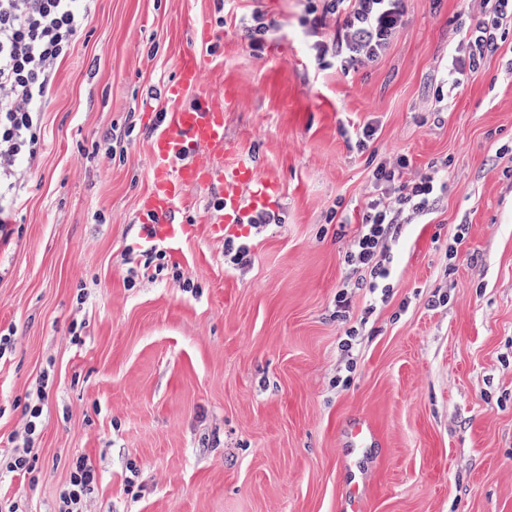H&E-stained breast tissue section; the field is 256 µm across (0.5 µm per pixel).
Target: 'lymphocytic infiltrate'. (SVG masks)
<instances>
[{"instance_id":"f902f5d3","label":"lymphocytic infiltrate","mask_w":512,"mask_h":512,"mask_svg":"<svg viewBox=\"0 0 512 512\" xmlns=\"http://www.w3.org/2000/svg\"><path fill=\"white\" fill-rule=\"evenodd\" d=\"M93 0H0V232L16 211L42 150V114L57 64L70 52L91 15ZM309 13L310 50L315 60L340 68L370 66L387 52L407 13V0H318ZM336 31H323L327 16ZM512 25V0H498L492 17L481 18L458 40L446 70L451 87L464 73H477L482 59L496 52L498 31ZM447 164L417 175L407 154L382 158L372 172L374 192L359 212L344 254L348 275L336 292V320L344 329L343 348L352 351L363 326L351 316L354 290H367L371 305L387 303L395 287L392 247L404 225L430 214L447 189ZM96 480L85 457L72 464L58 512H90L88 496Z\"/></svg>"}]
</instances>
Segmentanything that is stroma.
<instances>
[{
  "mask_svg": "<svg viewBox=\"0 0 512 512\" xmlns=\"http://www.w3.org/2000/svg\"><path fill=\"white\" fill-rule=\"evenodd\" d=\"M308 5L97 0L56 67L42 153L0 240V332L13 334L0 465L21 448L32 464L0 474V502L56 512L85 456L93 512H336L354 484L340 428L361 416L381 438L365 512H512V28L452 89L442 68L476 23L458 0H408L386 54L346 71L312 57ZM257 9L274 32L255 49L242 28ZM204 17L207 48L194 42ZM202 54L225 137L282 187L281 220L254 235V264L231 270L203 223L212 197L188 191L197 232L148 278L134 246L143 108L164 109L163 85ZM365 122L378 133L360 150L346 130ZM108 136L117 155L104 168ZM397 152L417 174L447 161L448 190L427 223L405 227L389 302L369 315L354 295L367 325L340 387L337 221L356 219L376 162ZM441 293L447 305L431 306ZM35 403L43 424L28 437Z\"/></svg>",
  "mask_w": 512,
  "mask_h": 512,
  "instance_id": "stroma-1",
  "label": "stroma"
}]
</instances>
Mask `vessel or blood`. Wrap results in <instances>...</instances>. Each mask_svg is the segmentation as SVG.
<instances>
[{
  "mask_svg": "<svg viewBox=\"0 0 512 512\" xmlns=\"http://www.w3.org/2000/svg\"><path fill=\"white\" fill-rule=\"evenodd\" d=\"M205 61L193 58L180 64L162 97L165 112L145 107L146 122L156 131L150 142L148 187L137 202L144 222L142 240L150 246L171 245L194 235L196 223L181 219L185 191L214 190L217 218L210 232L217 237L240 233L263 213L277 212L280 187L260 176L244 147L224 138V105L217 102L204 79ZM216 150L219 160L204 165L196 160L201 149ZM376 434L360 421L346 432V444L357 452L372 447Z\"/></svg>",
  "mask_w": 512,
  "mask_h": 512,
  "instance_id": "obj_1",
  "label": "vessel or blood"
}]
</instances>
